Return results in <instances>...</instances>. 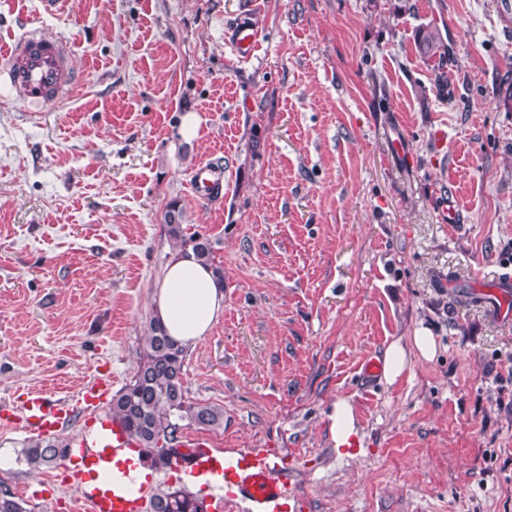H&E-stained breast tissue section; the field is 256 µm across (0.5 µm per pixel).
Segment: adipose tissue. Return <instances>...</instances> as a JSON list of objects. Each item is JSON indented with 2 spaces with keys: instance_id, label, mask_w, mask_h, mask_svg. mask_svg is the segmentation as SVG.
Listing matches in <instances>:
<instances>
[{
  "instance_id": "adipose-tissue-1",
  "label": "adipose tissue",
  "mask_w": 512,
  "mask_h": 512,
  "mask_svg": "<svg viewBox=\"0 0 512 512\" xmlns=\"http://www.w3.org/2000/svg\"><path fill=\"white\" fill-rule=\"evenodd\" d=\"M154 315L179 344L195 346L224 316V287L211 267L197 261L193 254H174L164 267L152 295ZM424 359L436 354L434 337L415 332L411 347L392 343L387 352L384 376L395 381L407 368L411 353Z\"/></svg>"
}]
</instances>
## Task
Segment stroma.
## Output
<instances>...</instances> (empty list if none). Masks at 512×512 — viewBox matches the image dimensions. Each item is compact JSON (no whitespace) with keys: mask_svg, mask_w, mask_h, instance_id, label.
<instances>
[{"mask_svg":"<svg viewBox=\"0 0 512 512\" xmlns=\"http://www.w3.org/2000/svg\"><path fill=\"white\" fill-rule=\"evenodd\" d=\"M239 13L0 0V45L55 34L81 74L47 106L0 87V405L29 388L68 400L71 440L76 387L130 381L175 204L224 267V316L184 374L224 426L181 437L293 460L306 512H512V319L487 297L512 272V109L495 99L512 0H257L247 62L226 41ZM426 24L450 44L444 97L415 46ZM207 163L224 182L204 201ZM420 328L435 357L365 387L363 361ZM339 398L359 430L347 452L329 432ZM28 437L0 419V487L27 512H87L64 465L21 461ZM224 181V170L217 165H204L197 170L192 178L193 193L199 199H210L213 196L211 188L217 183L220 188Z\"/></svg>","mask_w":512,"mask_h":512,"instance_id":"stroma-1","label":"stroma"}]
</instances>
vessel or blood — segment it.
<instances>
[{
	"mask_svg": "<svg viewBox=\"0 0 512 512\" xmlns=\"http://www.w3.org/2000/svg\"><path fill=\"white\" fill-rule=\"evenodd\" d=\"M255 0H245L239 21L229 30L227 40L240 60H250L259 48L262 31L253 20ZM0 78L20 92L24 103L45 105L57 101L77 81L71 48L63 40L30 33L14 41L0 54ZM224 171L217 165H204L192 178L196 197L208 199L215 185L223 183ZM22 427L46 435L63 428L70 420L67 403L38 389L26 390L20 406ZM82 448H100L110 457L133 447L134 441L116 424L103 426L78 441ZM190 457L181 464L187 474L222 473L224 485L215 495L216 504L237 499L247 501L254 512H303L304 495L289 483V467L273 464L264 449L253 450L236 459L218 461L198 439L184 440ZM81 498L90 512H140L143 500L115 479L90 486L89 473L77 470Z\"/></svg>",
	"mask_w": 512,
	"mask_h": 512,
	"instance_id": "obj_1",
	"label": "vessel or blood"
}]
</instances>
